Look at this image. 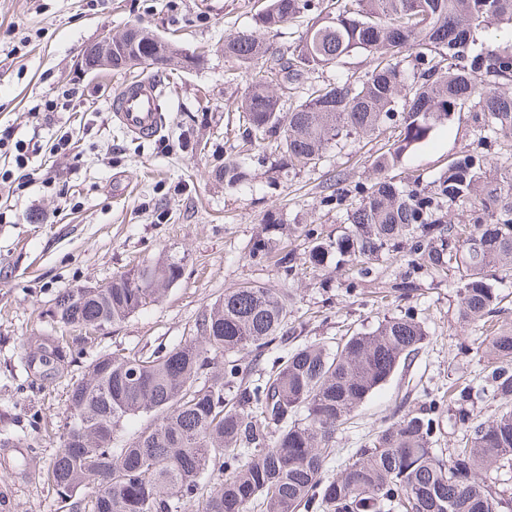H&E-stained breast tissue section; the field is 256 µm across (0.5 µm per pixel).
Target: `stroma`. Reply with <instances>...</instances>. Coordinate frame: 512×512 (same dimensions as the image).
Wrapping results in <instances>:
<instances>
[{
    "mask_svg": "<svg viewBox=\"0 0 512 512\" xmlns=\"http://www.w3.org/2000/svg\"><path fill=\"white\" fill-rule=\"evenodd\" d=\"M266 0H0V512H71L47 479L68 421L74 383L99 355L149 353L183 342L198 316L246 282L293 288L300 324L289 346L368 332L384 317L412 309L427 339L412 363L396 373L336 434L341 453L364 445L385 422L417 409L424 391L447 392L464 381L481 387L491 332L512 324V274L497 288L500 312L482 325L462 326L459 275L411 269L407 251L382 252L368 275L328 259L319 271L298 267L286 279L274 260L250 257L267 220L317 229L333 239L347 231L346 208L324 204L330 178L347 187L370 184L373 160L397 134L384 125L369 138L347 141L316 166L290 169L259 150L239 155L238 105L262 64L248 68L225 58L226 37L255 28ZM136 24L201 53L192 70L164 72L165 123L151 140L126 134L108 110L111 91L141 78L142 70L89 73L84 49L105 31ZM370 55L352 53L336 67L305 74L302 84L282 83V103L295 105L303 86L355 82ZM78 87L70 109L45 114L38 104ZM72 138L69 154L56 153ZM478 149L512 155V137L481 140L468 111L455 113L430 138L409 150L396 180L429 186L450 158ZM28 156L19 168L18 155ZM241 160L247 176L228 185L216 165ZM180 263L182 275L163 299L91 336L71 332L73 360L40 376L30 367L31 341L62 335L54 316L64 291L93 286L135 265ZM410 279L402 297L392 285Z\"/></svg>",
    "mask_w": 512,
    "mask_h": 512,
    "instance_id": "1",
    "label": "stroma"
}]
</instances>
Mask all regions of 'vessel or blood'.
<instances>
[{"label":"vessel or blood","mask_w":512,"mask_h":512,"mask_svg":"<svg viewBox=\"0 0 512 512\" xmlns=\"http://www.w3.org/2000/svg\"><path fill=\"white\" fill-rule=\"evenodd\" d=\"M158 97V80L142 77L122 84L112 94L109 110L114 122L126 133L150 139L156 136L163 122Z\"/></svg>","instance_id":"b4317fda"}]
</instances>
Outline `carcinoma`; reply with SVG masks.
<instances>
[{
  "instance_id": "1",
  "label": "carcinoma",
  "mask_w": 512,
  "mask_h": 512,
  "mask_svg": "<svg viewBox=\"0 0 512 512\" xmlns=\"http://www.w3.org/2000/svg\"><path fill=\"white\" fill-rule=\"evenodd\" d=\"M315 8L314 0H268L258 15L264 32L278 33ZM504 29L503 46L483 35ZM139 57L163 44L170 64L195 67L170 39L139 29ZM266 40L240 32L224 40V56L249 67L269 53ZM357 51L371 54L358 82L338 81L311 89L288 110L270 89L281 79L339 64ZM415 52L416 71L404 65ZM266 76L241 101L243 141L276 137L275 150L292 168L317 163L350 138L374 135L388 122L400 127L389 150L373 162L375 177L359 188L346 210L350 232L328 243L312 228L306 264L336 265L370 273L368 260L399 241L409 245L414 269L460 274L459 319L474 325L497 309L493 285L512 272V157L482 152L458 155L432 189L395 181L401 156L426 140L436 125L469 106L486 137H512V0H335L312 23L290 56L273 58ZM224 182L241 181L235 162L218 170ZM465 207L471 223L444 220L445 207ZM271 224L250 247V256L272 254L285 276L296 271L295 249L275 237ZM182 276L175 261L137 265L112 276V287L80 298L63 293L55 304L60 323L93 330L121 322L159 301ZM288 288L246 283L230 288L195 323L194 335L149 355L106 353L95 359L69 394L70 422L48 469L58 494L75 512H512V497L479 479L496 464L512 465V325L494 332L485 350L490 369L481 394L498 404L493 418L474 422L466 405L472 388L455 385L451 403L462 442L448 453L432 448L441 430L443 399L430 393L415 411L384 424L362 447L329 472L336 432L380 389L400 364L416 355L427 333L410 315L389 316L365 333L331 347L303 343L271 367H243L238 354L257 356L291 325ZM37 347L64 366L59 340ZM142 414L152 423L123 443L116 433ZM218 470L222 479L204 475Z\"/></svg>"
}]
</instances>
